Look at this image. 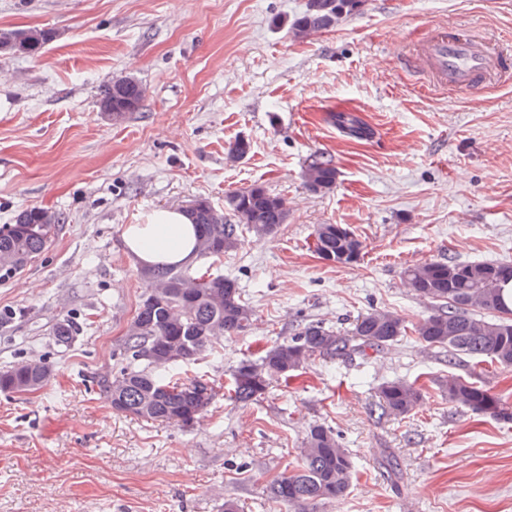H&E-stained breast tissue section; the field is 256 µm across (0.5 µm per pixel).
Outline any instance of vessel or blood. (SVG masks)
Returning a JSON list of instances; mask_svg holds the SVG:
<instances>
[{
	"instance_id": "obj_1",
	"label": "vessel or blood",
	"mask_w": 512,
	"mask_h": 512,
	"mask_svg": "<svg viewBox=\"0 0 512 512\" xmlns=\"http://www.w3.org/2000/svg\"><path fill=\"white\" fill-rule=\"evenodd\" d=\"M424 78L444 87L482 92L488 77L512 71V56L495 52L474 35H451L435 29L407 59Z\"/></svg>"
}]
</instances>
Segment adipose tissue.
I'll list each match as a JSON object with an SVG mask.
<instances>
[{
	"instance_id": "adipose-tissue-1",
	"label": "adipose tissue",
	"mask_w": 512,
	"mask_h": 512,
	"mask_svg": "<svg viewBox=\"0 0 512 512\" xmlns=\"http://www.w3.org/2000/svg\"><path fill=\"white\" fill-rule=\"evenodd\" d=\"M124 240L129 252L143 264H185L194 257L193 228L179 210L153 212L146 223L129 226Z\"/></svg>"
}]
</instances>
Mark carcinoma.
I'll list each match as a JSON object with an SVG mask.
<instances>
[{
  "label": "carcinoma",
  "instance_id": "1",
  "mask_svg": "<svg viewBox=\"0 0 512 512\" xmlns=\"http://www.w3.org/2000/svg\"><path fill=\"white\" fill-rule=\"evenodd\" d=\"M365 0H306L304 10L289 27L296 40L339 26L361 13ZM3 53L32 58L41 53L54 33L41 28L1 29ZM145 87L132 77L113 80L103 90L100 102L119 109L115 120L141 106ZM251 142L238 138L228 144L227 158L237 161L251 153ZM307 190L316 195L336 188L337 170L329 162H315L303 172ZM41 208L21 210L13 223L0 228V256L17 258V263L0 269V278L22 272L48 247L61 221L44 224ZM197 233V252L207 248L215 253L212 262L238 246L240 231L257 238L273 236L288 219L287 201L261 184L235 190L225 196L218 209L205 198L187 215ZM313 251L319 259L352 265L360 261L362 241L345 224H317L313 230ZM148 291L138 307L123 344L125 365L101 390L112 407L138 418L179 427H191L208 411L213 396L200 399L209 384L198 378H174L169 366L190 363L213 350L226 336L246 332L254 309L243 297L237 280L220 273L193 271L170 263L144 265L139 270ZM403 281L432 311L414 328L397 312L372 309L358 315L345 334L322 322L297 325L288 339L263 350L257 360L243 359L232 370L229 397L241 405L260 401L271 380L288 379L312 358L346 359L366 350H383L408 332L432 348L448 351V359L465 355L470 359L512 368V300L503 285L512 281V262H458L453 259L427 261L403 271ZM80 325L63 319L54 335L69 345ZM53 375L50 365L17 362L0 372V391L29 394L43 388ZM448 403L484 415H506V403L490 388L451 374L444 390ZM378 406L384 415L406 416L422 400V390L413 383L396 379L383 382ZM355 461L342 447L335 432L323 425L309 426L300 451V462L291 472L276 478L267 497L286 508L302 510L317 503L342 497L348 491Z\"/></svg>",
  "mask_w": 512,
  "mask_h": 512
}]
</instances>
